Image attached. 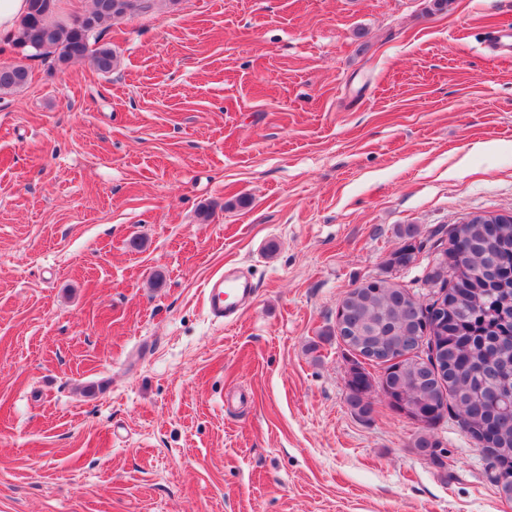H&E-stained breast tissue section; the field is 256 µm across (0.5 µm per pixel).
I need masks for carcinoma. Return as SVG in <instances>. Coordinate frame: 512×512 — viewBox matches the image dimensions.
<instances>
[{
    "label": "carcinoma",
    "mask_w": 512,
    "mask_h": 512,
    "mask_svg": "<svg viewBox=\"0 0 512 512\" xmlns=\"http://www.w3.org/2000/svg\"><path fill=\"white\" fill-rule=\"evenodd\" d=\"M59 0H28L11 48L23 58L52 59L62 65L87 61L97 71L110 73L117 65L112 47L99 40L100 27L128 15L153 9L156 0H92L88 19L59 18ZM26 67H0V95L23 88ZM420 232L413 224L399 228L401 247L394 261L406 266ZM505 259L512 264V223H458L448 232L444 249L426 275L438 289L437 298L425 305L388 279L366 281L346 296L350 337L342 341L362 354L382 349L391 353L393 396L391 407L403 406L428 415L442 405L459 418L463 431L494 459L498 472L511 482L497 486L500 498L512 501V410L488 411L490 385L512 387V271L497 280L482 268ZM427 345V359L418 356ZM373 380L361 363L351 368L346 381L347 400L360 415H368L367 395Z\"/></svg>",
    "instance_id": "cac0c4a2"
}]
</instances>
